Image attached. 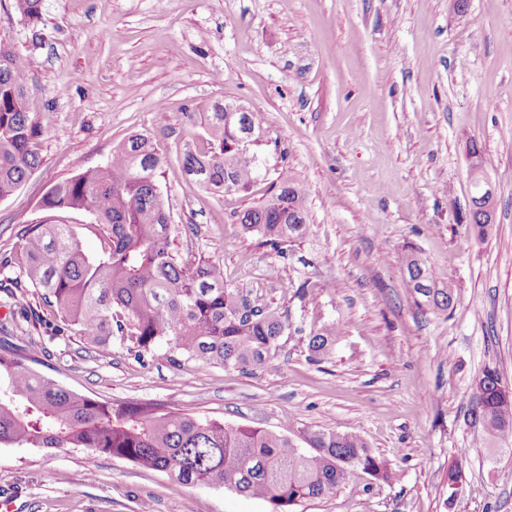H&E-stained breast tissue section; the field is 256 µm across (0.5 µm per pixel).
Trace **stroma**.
Returning a JSON list of instances; mask_svg holds the SVG:
<instances>
[{
  "mask_svg": "<svg viewBox=\"0 0 512 512\" xmlns=\"http://www.w3.org/2000/svg\"><path fill=\"white\" fill-rule=\"evenodd\" d=\"M41 0L33 23L0 0V36L38 67L29 112L54 121L42 163L0 200V257L47 212L56 182L101 165L125 138L151 136L183 258L210 257L224 285L277 307L288 328L253 372L165 348L104 356L78 336L48 341L25 321L0 344L41 352L39 372L113 403H152L305 447L313 430L360 435L390 460L394 484L348 475L292 512H512V438L469 424L474 382L512 387V0ZM226 98L264 115L260 176L245 194L189 182L204 147L187 112ZM495 188L494 222H468L470 145ZM308 195V232L280 254L232 218L281 171ZM438 286L444 312L405 288L408 255ZM344 327L331 361L308 357L310 331ZM465 483L448 491V468ZM15 512H271L224 487L171 493L162 472L72 448L0 444V498Z\"/></svg>",
  "mask_w": 512,
  "mask_h": 512,
  "instance_id": "stroma-1",
  "label": "stroma"
}]
</instances>
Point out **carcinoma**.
Here are the masks:
<instances>
[{"instance_id": "obj_1", "label": "carcinoma", "mask_w": 512, "mask_h": 512, "mask_svg": "<svg viewBox=\"0 0 512 512\" xmlns=\"http://www.w3.org/2000/svg\"><path fill=\"white\" fill-rule=\"evenodd\" d=\"M40 0H12L20 16H39ZM30 60L0 37V199L12 195L41 163L37 140L52 123L48 113L27 111ZM214 104L188 116L203 130L208 148L188 152L183 167L191 181L216 193H246L257 178L254 157L238 156L237 139L261 137L263 117L238 112L224 122ZM165 165L152 138L133 134L104 165L55 183L42 198L52 213L87 212L104 240L90 255L68 224H32L21 236L17 258L0 267H22L23 279L0 280L15 297L32 288L54 318L28 308L23 319L44 327L49 340L76 334L101 354L112 338L137 353L165 346L170 361L201 360L245 371L262 368L287 324L270 305H256L238 289L224 287V273L201 257L188 264L173 248L169 207L159 184ZM307 194L294 176L281 172L269 196L236 213L243 230L279 253L307 231ZM492 215L469 210L480 237ZM405 285L424 311H446L451 291L435 287L429 268L411 255ZM343 334L329 321L311 330L307 348L314 362L332 359ZM37 356L0 347V444L27 448H77L88 462L100 456L164 472L174 489L222 486L270 502L272 512H291L304 499L334 493L353 470L390 484L396 472L352 432L307 434L310 450L259 428L226 425L179 409L150 403L114 405L73 392L38 373ZM502 378L486 369L476 379L468 416L496 440L512 436V402L498 391Z\"/></svg>"}]
</instances>
